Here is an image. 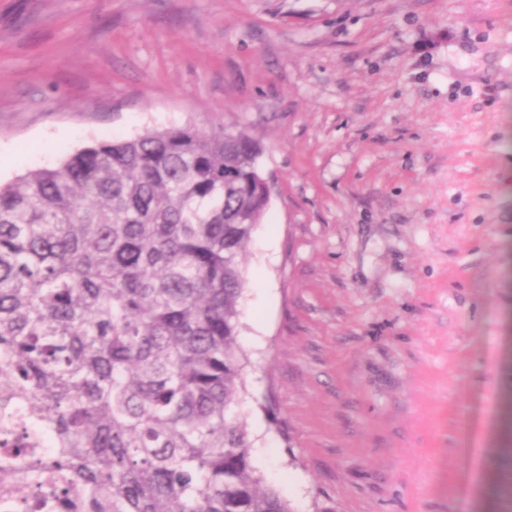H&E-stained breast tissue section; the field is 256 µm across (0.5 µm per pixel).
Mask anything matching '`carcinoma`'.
Wrapping results in <instances>:
<instances>
[{"mask_svg":"<svg viewBox=\"0 0 512 512\" xmlns=\"http://www.w3.org/2000/svg\"><path fill=\"white\" fill-rule=\"evenodd\" d=\"M261 153L234 126L151 128L0 185V478L52 473L83 512H292L240 409Z\"/></svg>","mask_w":512,"mask_h":512,"instance_id":"cac0c4a2","label":"carcinoma"}]
</instances>
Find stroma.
<instances>
[{
    "instance_id": "35a3bbf8",
    "label": "stroma",
    "mask_w": 512,
    "mask_h": 512,
    "mask_svg": "<svg viewBox=\"0 0 512 512\" xmlns=\"http://www.w3.org/2000/svg\"><path fill=\"white\" fill-rule=\"evenodd\" d=\"M244 128L238 343L293 512H512V0H0V182Z\"/></svg>"
}]
</instances>
